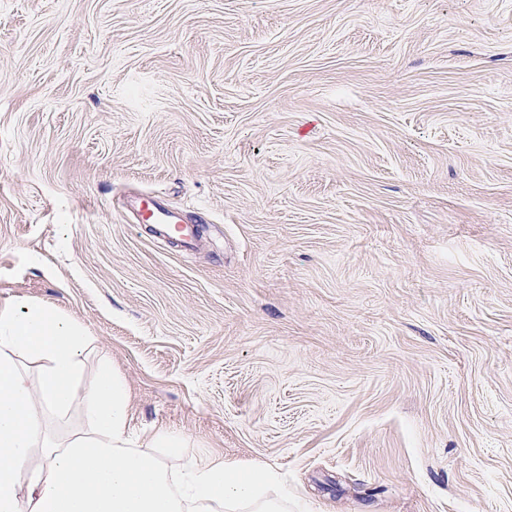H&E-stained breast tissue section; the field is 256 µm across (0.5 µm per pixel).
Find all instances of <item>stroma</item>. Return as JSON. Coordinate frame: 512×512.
Returning <instances> with one entry per match:
<instances>
[{
    "label": "stroma",
    "instance_id": "obj_1",
    "mask_svg": "<svg viewBox=\"0 0 512 512\" xmlns=\"http://www.w3.org/2000/svg\"><path fill=\"white\" fill-rule=\"evenodd\" d=\"M12 298L286 512H512V0H0ZM144 219L151 220L162 230L176 233L186 248H192L195 242L194 229L184 224L180 216L158 203L155 198L148 197L144 203Z\"/></svg>",
    "mask_w": 512,
    "mask_h": 512
}]
</instances>
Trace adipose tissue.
<instances>
[{
  "mask_svg": "<svg viewBox=\"0 0 512 512\" xmlns=\"http://www.w3.org/2000/svg\"><path fill=\"white\" fill-rule=\"evenodd\" d=\"M89 343L51 304L0 301V512H283L263 465L184 461L167 431L137 445L120 371L79 387Z\"/></svg>",
  "mask_w": 512,
  "mask_h": 512,
  "instance_id": "ef3b65f1",
  "label": "adipose tissue"
}]
</instances>
